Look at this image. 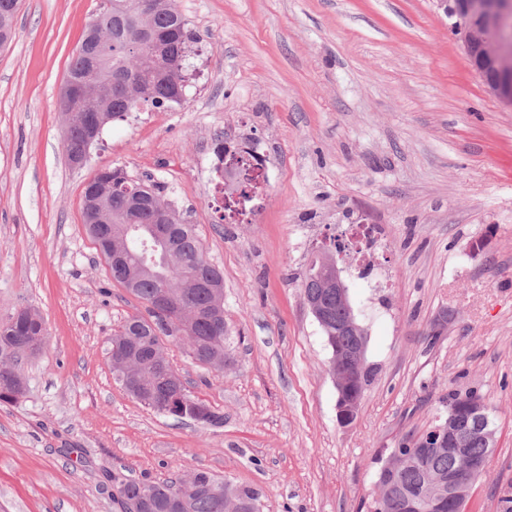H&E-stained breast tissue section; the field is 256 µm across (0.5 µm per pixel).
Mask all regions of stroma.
I'll return each mask as SVG.
<instances>
[{
	"instance_id": "1",
	"label": "stroma",
	"mask_w": 512,
	"mask_h": 512,
	"mask_svg": "<svg viewBox=\"0 0 512 512\" xmlns=\"http://www.w3.org/2000/svg\"><path fill=\"white\" fill-rule=\"evenodd\" d=\"M194 39L185 99L114 121L73 168L58 92L103 0H22L0 48V319L44 318L0 405V512H121L109 474L203 468L262 492V512H368L380 467L433 424L449 389H477L497 445L467 512L512 483V110L471 66L434 0H176ZM265 149L253 215L227 209L216 138ZM102 167L146 174L195 224L224 275L223 371L168 356L220 427L156 414L114 379L109 340L143 305L87 235ZM383 224L371 291L349 295L374 367L356 420L337 421L331 352L302 282L319 249ZM437 342H430L434 328Z\"/></svg>"
}]
</instances>
